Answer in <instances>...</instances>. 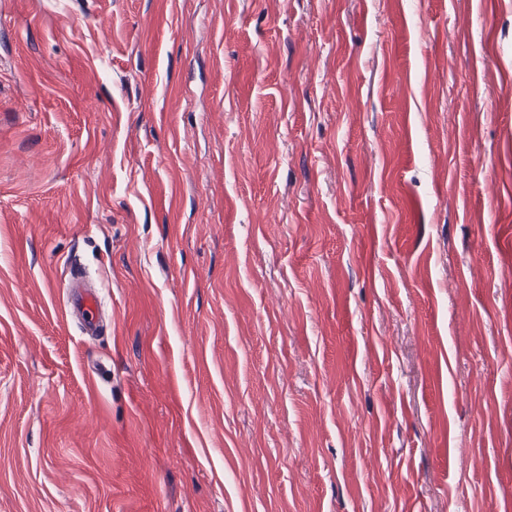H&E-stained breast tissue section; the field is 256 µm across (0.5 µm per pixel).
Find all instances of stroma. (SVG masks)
<instances>
[{"label": "stroma", "instance_id": "35a3bbf8", "mask_svg": "<svg viewBox=\"0 0 512 512\" xmlns=\"http://www.w3.org/2000/svg\"><path fill=\"white\" fill-rule=\"evenodd\" d=\"M511 203L512 0H0V512H512ZM100 297L96 293L72 292L67 297V311L62 312L63 319L68 316L70 321L78 319L82 324V332L89 336H98L97 318L100 311Z\"/></svg>", "mask_w": 512, "mask_h": 512}]
</instances>
